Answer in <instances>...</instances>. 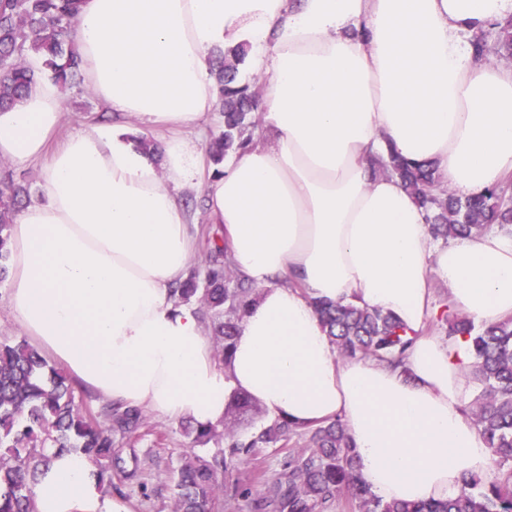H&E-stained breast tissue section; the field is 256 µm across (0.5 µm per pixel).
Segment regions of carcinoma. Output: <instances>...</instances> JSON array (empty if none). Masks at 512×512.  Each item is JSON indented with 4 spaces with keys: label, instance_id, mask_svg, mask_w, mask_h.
<instances>
[{
    "label": "carcinoma",
    "instance_id": "cac0c4a2",
    "mask_svg": "<svg viewBox=\"0 0 512 512\" xmlns=\"http://www.w3.org/2000/svg\"><path fill=\"white\" fill-rule=\"evenodd\" d=\"M84 0H0V109L20 102L44 75L66 92L83 83L81 57L72 39L74 19ZM475 56L512 63V18L483 33L473 43ZM247 46L217 54L211 75L218 88L213 110L224 130L207 152L213 165L253 141L259 109L257 90L241 76ZM43 59L38 75L27 65L29 55ZM375 175L394 177L415 195L427 229L436 241L480 234L490 228L512 233V197L503 188L475 196H459L440 186L437 168L417 164L394 153L370 165ZM30 187L16 182L0 166V281L6 277L9 231L16 212L30 202ZM177 305L196 302L202 320L213 325L216 358L228 363L234 339L258 291L238 277L224 259V246L210 242L204 266L193 268L171 288ZM330 343L342 357L374 358L399 363L411 345L405 329L389 313L348 303L316 306ZM469 338L468 370L480 391L470 412L492 456L496 477L470 475L445 500L384 502L361 480L355 450L339 420L310 428L273 422L247 440L237 435L234 414L256 409L247 392L233 390L220 426L194 427L192 444L206 447L224 440V447L205 455L191 452L173 470L171 512H220L224 476L240 459L277 446L285 452L268 492L252 498L249 512H330L347 496L352 512H512V318L477 325L465 317L448 322V338ZM149 427L140 408L105 404L99 410L75 405L73 382L51 366L24 338H0V512H34L33 488L48 468L47 449L76 452L95 467L100 488L123 496L114 482L122 458L119 441Z\"/></svg>",
    "mask_w": 512,
    "mask_h": 512
}]
</instances>
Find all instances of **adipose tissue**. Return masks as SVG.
I'll return each mask as SVG.
<instances>
[{"label":"adipose tissue","mask_w":512,"mask_h":512,"mask_svg":"<svg viewBox=\"0 0 512 512\" xmlns=\"http://www.w3.org/2000/svg\"><path fill=\"white\" fill-rule=\"evenodd\" d=\"M510 17L512 0H87L74 41L111 124L49 149L62 100L48 79L0 110V159L43 164L40 199L10 229L9 303L25 334L112 403L170 422L222 423L234 388L272 420L340 418L386 502L491 475L465 407L469 343L426 328L437 279L475 324L512 317V234L435 241L415 197L367 161L392 149L435 164L463 196L512 178V68L471 45ZM240 44L266 129L218 175L197 136L217 95L213 53ZM189 184L259 292L222 368L196 307L170 297L195 258ZM318 302L391 313L412 340L404 367L339 357ZM34 503L130 512L74 452L54 456Z\"/></svg>","instance_id":"adipose-tissue-1"}]
</instances>
